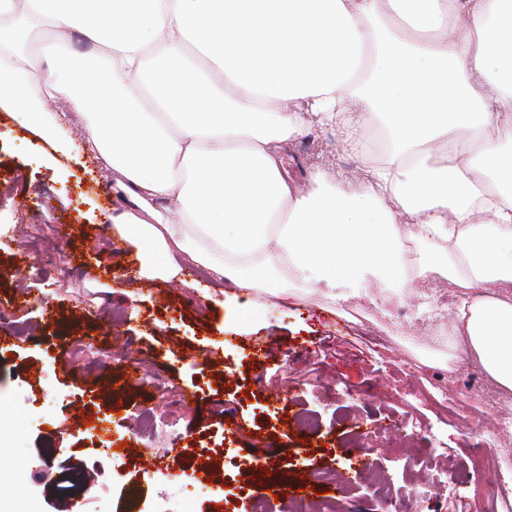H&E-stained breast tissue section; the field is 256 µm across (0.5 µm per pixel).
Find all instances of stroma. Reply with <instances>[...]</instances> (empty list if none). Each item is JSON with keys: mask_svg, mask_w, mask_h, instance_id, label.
<instances>
[{"mask_svg": "<svg viewBox=\"0 0 512 512\" xmlns=\"http://www.w3.org/2000/svg\"><path fill=\"white\" fill-rule=\"evenodd\" d=\"M48 143L0 108V469L6 512H180L186 497L214 512H290V487L314 503L347 472V436L367 448L405 512H475L495 502L486 472L512 468V419L500 420L493 388L452 332L447 306L421 284L392 317L398 284L383 279L361 312L314 288L252 315L223 303L203 267L186 284L139 278L129 244L109 218L115 176L94 159L46 161ZM359 160L336 127L312 126L282 154L305 182L317 166L351 174ZM31 325L32 335H15ZM94 339V357L74 358ZM163 388L129 378L130 358ZM466 366L469 379L439 390L435 373ZM87 422L69 425L73 413ZM149 412L167 435L134 430ZM316 429L303 433L301 417ZM154 448L157 464L125 456L121 471L100 448ZM448 458L455 479L433 472ZM201 462L214 479L187 476ZM431 468L425 492L409 473ZM137 497H130L131 487Z\"/></svg>", "mask_w": 512, "mask_h": 512, "instance_id": "stroma-1", "label": "stroma"}]
</instances>
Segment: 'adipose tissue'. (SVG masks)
Here are the masks:
<instances>
[{
  "label": "adipose tissue",
  "instance_id": "adipose-tissue-1",
  "mask_svg": "<svg viewBox=\"0 0 512 512\" xmlns=\"http://www.w3.org/2000/svg\"><path fill=\"white\" fill-rule=\"evenodd\" d=\"M47 13L107 54H21L0 25V107L47 140L45 97L86 118L141 277L201 265L251 314L294 284L357 298L405 283L406 222L421 276L457 290L455 336L512 392V0H26L24 19ZM375 117L380 165L361 137ZM314 124L342 131L356 176L283 174Z\"/></svg>",
  "mask_w": 512,
  "mask_h": 512
}]
</instances>
